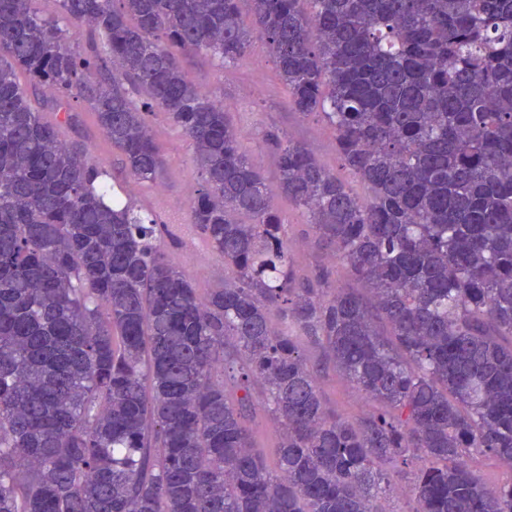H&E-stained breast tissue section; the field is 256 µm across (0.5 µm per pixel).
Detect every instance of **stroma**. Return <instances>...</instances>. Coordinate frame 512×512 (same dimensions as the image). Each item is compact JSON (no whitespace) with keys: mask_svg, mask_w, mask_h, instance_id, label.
Listing matches in <instances>:
<instances>
[{"mask_svg":"<svg viewBox=\"0 0 512 512\" xmlns=\"http://www.w3.org/2000/svg\"><path fill=\"white\" fill-rule=\"evenodd\" d=\"M187 79L203 94L222 105L228 121L241 134V145L253 167L261 172L269 189L270 203L288 226L286 239L293 263L300 274L312 278L326 274L331 286L353 288L357 282L345 266L337 261L331 248L313 234L305 214L290 204L277 181L275 139H292L304 143L319 162L330 171H338L336 132L320 117L304 116L289 109L284 85L264 40L253 39L247 54L239 60L220 64L217 60L192 52L180 56ZM31 103L41 119L53 125L58 138L76 142L98 159L108 182L125 199L160 216L167 224H184L189 220V204L198 188V165L190 141L175 128L161 110L147 113L146 121L160 145L165 165L162 175L152 183L138 181L122 172L121 160L87 103L71 102L74 120L62 122L60 96L54 89L39 86L29 91ZM176 265L190 277L199 297L224 280L222 258L197 245L190 250L173 252ZM303 350L317 371L321 399L329 411L348 419H358L372 410L374 403L348 383L323 352L311 340H304ZM254 403L251 427L260 454L273 458L281 426L262 401L261 387L251 390Z\"/></svg>","mask_w":512,"mask_h":512,"instance_id":"35a3bbf8","label":"stroma"}]
</instances>
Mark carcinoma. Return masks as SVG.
I'll return each mask as SVG.
<instances>
[{
    "mask_svg": "<svg viewBox=\"0 0 512 512\" xmlns=\"http://www.w3.org/2000/svg\"><path fill=\"white\" fill-rule=\"evenodd\" d=\"M31 2L0 0V512H379L384 461L414 474L408 512H512V473L489 486L472 466H512V0H247L250 28L241 0H58L121 61L110 82L98 46ZM255 37L371 191L276 141L281 192L363 292L300 276L264 177L185 77L180 53L230 63ZM20 72L88 101L140 181L164 161L126 82L167 114L224 287L200 302L169 256L186 241L112 199ZM274 312L378 408L329 413ZM254 383L283 428L271 463Z\"/></svg>",
    "mask_w": 512,
    "mask_h": 512,
    "instance_id": "carcinoma-1",
    "label": "carcinoma"
}]
</instances>
